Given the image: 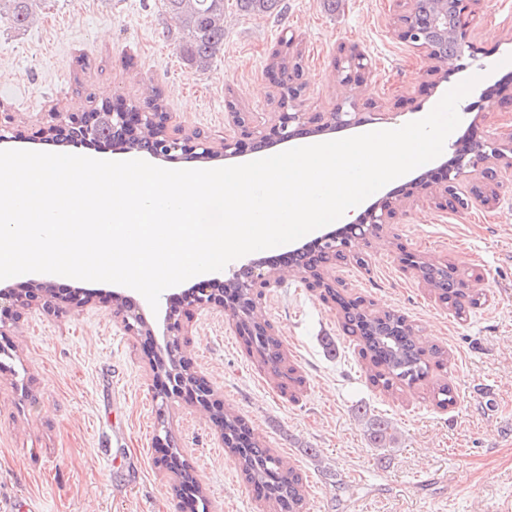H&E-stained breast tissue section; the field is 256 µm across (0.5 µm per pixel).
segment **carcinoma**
Segmentation results:
<instances>
[{
  "label": "carcinoma",
  "mask_w": 512,
  "mask_h": 512,
  "mask_svg": "<svg viewBox=\"0 0 512 512\" xmlns=\"http://www.w3.org/2000/svg\"><path fill=\"white\" fill-rule=\"evenodd\" d=\"M41 0H0V20L24 27L37 19ZM240 10L248 15L271 14L280 0H237ZM164 11L179 31V50L185 64L196 72L208 70L217 53L224 47V0H163ZM417 36L435 49L448 45L455 24L450 0H418ZM300 54L275 52L267 70L280 75V94L298 96L301 86L294 83L299 76ZM421 279L437 294L438 299L462 318L482 305L481 295L466 288L464 274L450 264L448 272L427 263H419ZM331 298L343 315V332L355 338L365 361L368 383L384 393L397 396L403 388L426 380L435 369L446 367L448 352L439 346L426 350L419 345L415 328L404 316L394 311H376L364 299L348 298L338 289L323 288V298ZM224 314L235 322L249 354L280 380V388L292 393L301 390L304 378L288 364L282 342L267 331L268 321L261 312L252 310L242 317V309L230 305ZM429 398L438 407L455 402V391L447 383H436ZM224 431V447L238 461L246 481L257 498L267 502L273 512H302L305 501L303 478L293 470L283 473L280 460L254 436L245 420L231 409L219 415Z\"/></svg>",
  "instance_id": "1"
}]
</instances>
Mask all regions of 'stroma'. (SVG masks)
<instances>
[{"instance_id": "obj_1", "label": "stroma", "mask_w": 512, "mask_h": 512, "mask_svg": "<svg viewBox=\"0 0 512 512\" xmlns=\"http://www.w3.org/2000/svg\"><path fill=\"white\" fill-rule=\"evenodd\" d=\"M224 48L202 73L184 65L175 24L161 0H42L23 29L0 21V112L14 113L39 151L37 131L69 112L141 100L160 89L170 128L212 145L239 131L228 111L267 119L279 89L266 61L282 37L302 54L296 109L333 111L343 86L344 50L365 55L364 113L393 125L427 115L444 94L477 77L458 104L461 127L482 138L512 133V0H480L466 66L431 86L433 62L395 34L393 0H281L277 13L248 16L224 0ZM503 89L481 98L495 82ZM490 205L439 208L432 195L402 201L378 239L356 242V259L337 263L338 289L404 315L422 342L448 351L429 384L394 399L368 385L359 349L341 330L334 303L300 278L264 289L261 309L306 383L298 398L249 356L222 312L192 311L185 355L216 398L234 408L265 446L299 472L306 512H512V168L493 164ZM411 253L465 269L485 303L456 317L406 270ZM52 310L35 307L0 345V495L35 498L42 512H186L156 466L160 430L193 467L206 512H269L256 499L212 420L182 397L155 399L146 338L128 333L112 293L117 286L58 275ZM88 296L74 309L71 293ZM457 392L442 409L430 383ZM390 436L378 448L376 421Z\"/></svg>"}]
</instances>
